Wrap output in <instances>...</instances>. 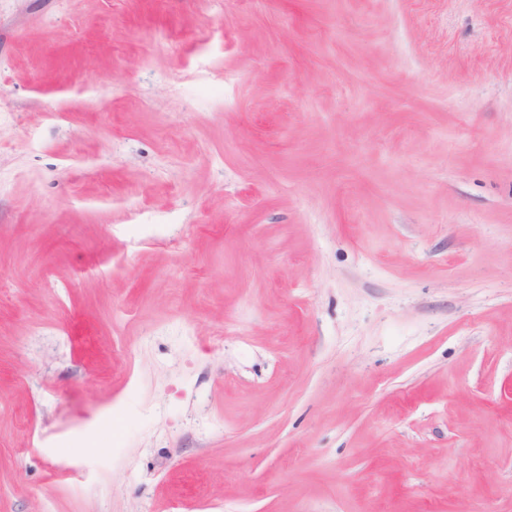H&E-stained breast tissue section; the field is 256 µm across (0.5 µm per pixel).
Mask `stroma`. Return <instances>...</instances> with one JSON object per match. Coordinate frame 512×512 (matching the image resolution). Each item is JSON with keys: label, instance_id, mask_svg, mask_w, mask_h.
Here are the masks:
<instances>
[{"label": "stroma", "instance_id": "stroma-1", "mask_svg": "<svg viewBox=\"0 0 512 512\" xmlns=\"http://www.w3.org/2000/svg\"><path fill=\"white\" fill-rule=\"evenodd\" d=\"M0 512H512V0H0Z\"/></svg>", "mask_w": 512, "mask_h": 512}]
</instances>
